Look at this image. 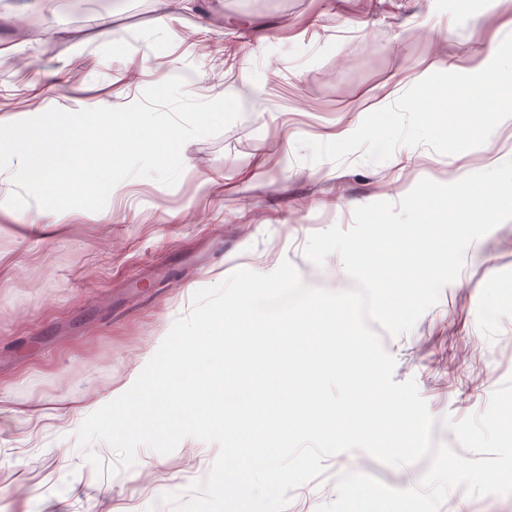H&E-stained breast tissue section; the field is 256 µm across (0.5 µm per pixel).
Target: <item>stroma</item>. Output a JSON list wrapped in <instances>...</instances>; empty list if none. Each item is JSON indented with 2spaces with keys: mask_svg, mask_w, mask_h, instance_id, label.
Listing matches in <instances>:
<instances>
[{
  "mask_svg": "<svg viewBox=\"0 0 512 512\" xmlns=\"http://www.w3.org/2000/svg\"><path fill=\"white\" fill-rule=\"evenodd\" d=\"M461 0H0V115L120 107L173 74L200 100L232 95L242 117L221 134L192 140L171 187L139 178L111 192L102 221L73 210L66 224L23 245L0 170V392L23 386L26 401L0 403V512H140L173 486L197 481L212 443L184 441L164 461L147 458L139 478L104 480L70 446L61 414L97 400L136 372L162 319L191 307L194 291L244 268L258 273L290 260L323 288L353 285L335 257L315 266L308 237L349 228L356 207L396 202L420 179L449 184L512 158V122L482 146L444 156L400 147L401 163L301 160L300 139H343L388 95L437 72L475 73L512 34V0L462 16ZM62 12L64 30L45 19ZM109 17L96 25L95 15ZM207 30H199L200 17ZM35 26L24 37L22 23ZM81 66L82 81L70 71ZM485 261L465 260L458 278L407 334L382 335L395 381L415 379L448 440L445 420L480 412L512 377V307L490 304L512 270V222L486 237ZM353 470L397 488L406 468L355 451L297 487L285 512H316L332 501L336 474Z\"/></svg>",
  "mask_w": 512,
  "mask_h": 512,
  "instance_id": "1",
  "label": "stroma"
}]
</instances>
